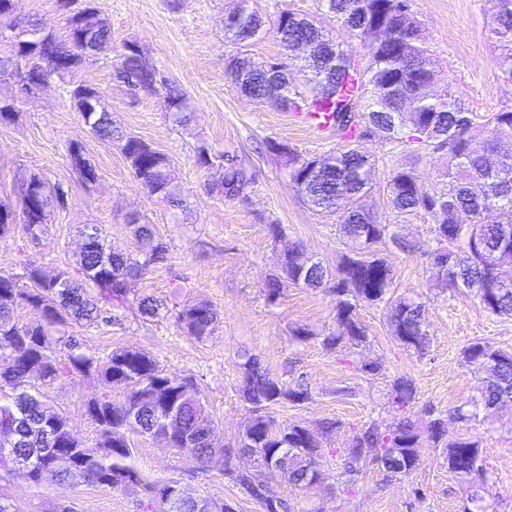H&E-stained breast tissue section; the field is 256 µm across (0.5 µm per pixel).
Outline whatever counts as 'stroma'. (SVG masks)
<instances>
[{
    "instance_id": "stroma-1",
    "label": "stroma",
    "mask_w": 512,
    "mask_h": 512,
    "mask_svg": "<svg viewBox=\"0 0 512 512\" xmlns=\"http://www.w3.org/2000/svg\"><path fill=\"white\" fill-rule=\"evenodd\" d=\"M235 4L98 0L112 30L111 48L98 62L51 77L34 97L24 99L14 120L0 123V202L15 204L23 183L33 175L62 184L67 193L38 243L27 242L20 230L0 238V272H21L26 263L49 275L76 271L78 230L85 224L101 225L114 250L135 251L129 220L142 218L167 244L169 260L149 267L132 282L124 303L100 299L112 322L83 331L85 347L103 360L118 348L139 349L156 357L169 374L193 378L214 419L213 443L218 447L234 441L249 420L240 391L241 353L259 355L278 376L286 365H295L305 374L311 397L301 404L271 406V419L281 427L295 423L313 429L326 420L339 421L340 426L330 437L329 452L318 460L326 482L299 489L279 472H267L268 486L291 512H467L476 502L485 512H512V404L489 419L459 421L449 416L455 406L477 396L484 383L463 363V349L484 341L512 350V319L490 315L475 297L433 289L434 272L421 251L431 236V216L403 217L387 203L389 176L408 162L411 143L363 139L359 145L378 159L367 207L418 246L409 253L386 241L379 255L393 271L392 296L417 295L425 302L428 353L417 355L392 336L383 303L359 309L365 343L328 351L318 339L319 333L336 326L335 300L328 289L291 284L277 302L267 301L266 285L285 244L301 246L331 272L352 248L338 234L335 217L316 213L302 202L275 148L281 145L321 159L346 146L347 140L339 132H312L280 101L256 104L240 93L224 70L225 57L235 51L224 40V17ZM410 5L422 23L439 83L455 82L464 106L477 116L512 109V83L503 79L495 59L496 0H411ZM252 6L268 31L250 46V55L258 61L291 62L292 83L303 102H310L315 91L273 27L284 10L318 17L317 0H252ZM33 15L50 23L57 35H65L67 20L56 0H14L12 12L0 17V33L10 34L14 24ZM126 42L137 45L145 64L184 92L192 108L188 125L169 120L163 92L136 93L115 79L113 65ZM65 82L101 90L120 135L138 137L168 157L170 178L182 192L183 206L169 205L138 185L116 144L94 137L63 96ZM72 144L97 169L95 184L85 185L70 169L66 151ZM202 145L209 149L211 165L196 161ZM227 157L245 168L250 181L239 195L219 197L209 186L221 179ZM273 224L283 231L281 241L269 233ZM146 295L161 304L159 315L150 321L137 311L138 299ZM198 300L208 301L218 313L214 333L203 341L186 335L175 323L178 310ZM298 328L311 329L312 337L295 341L292 334ZM365 363L379 364L382 370L374 376L362 373ZM402 375L412 378L417 388L405 417L421 422L424 406L430 405L447 416L449 434L477 440L483 484L473 485L449 472L441 449L426 448L410 476L387 479L368 465L353 485H346L334 449L364 424L373 422L383 429L392 424L396 413L387 402V390L391 380ZM45 395L48 405L66 414L85 438L91 433L85 402L104 395L120 400L124 392L93 373L46 387ZM132 442L133 461L145 476L181 481L186 495L223 498L235 502L240 512H262L259 503L223 479V457H214L202 473L194 457L159 439L136 435ZM65 498L76 512H143L140 496L104 491L78 476L63 487L37 488L0 470V499L21 512H56Z\"/></svg>"
}]
</instances>
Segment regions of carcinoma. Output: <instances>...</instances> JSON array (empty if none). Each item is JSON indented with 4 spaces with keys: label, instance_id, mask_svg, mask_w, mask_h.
<instances>
[{
    "label": "carcinoma",
    "instance_id": "1",
    "mask_svg": "<svg viewBox=\"0 0 512 512\" xmlns=\"http://www.w3.org/2000/svg\"><path fill=\"white\" fill-rule=\"evenodd\" d=\"M318 2L327 17L366 47L369 63L360 66L314 22L281 12L275 27L278 41L291 51L299 43H310L317 52L315 61L305 63L308 81L318 86L307 111L333 113L336 126L350 139L384 143L410 132L408 141L417 149L411 162L397 167L390 176L389 207L399 214L423 212L433 218L434 246L425 254L439 268L435 288L469 291L489 314L512 318V265L506 267L499 260L501 252H512V156H502L497 148L501 130L512 129V110L494 112L479 122L461 106L451 82L442 98H428L425 82L434 76V70L421 26L410 16L409 0H366L363 10L360 0ZM58 8L68 14L66 38L57 37L37 19L6 37L10 50L0 56V121L12 120L17 112L16 99L8 93L16 64H24L27 77L41 83L52 74L63 75L83 64L90 45L104 47L112 42V31L94 0H58ZM495 25L497 64L503 77L512 81V0H499ZM263 27L262 17L247 7L242 23L245 34L224 35L225 41L236 47V53L225 60V70L239 90L250 89V100L259 102L273 91L284 105L298 110L299 92L290 86L286 65L278 60L259 62L248 53L247 47ZM114 72L134 87L153 90L152 75L140 69L133 43L123 44ZM96 92L84 84L64 88L92 133L110 141L114 138L112 113L98 108L86 115ZM165 94L169 119L176 125L187 124L192 109L182 91L170 84ZM362 99L368 102L365 111H352ZM118 149L148 193L177 207L184 204L181 192L169 183L165 154L131 136L118 138ZM275 151L287 155L290 180L303 201L317 212L336 216L338 232L353 242L355 249L342 257L334 276L321 263L306 261L301 247L283 249L279 273L266 285L268 302L279 299L286 282L308 288L330 286L336 297V328L319 336L327 350L343 343L365 342L366 330L357 319V306L385 302L392 335L414 353L426 354L430 338L425 303L411 295L388 298L393 273L376 247L393 234L389 225L380 223L362 205L370 189L374 160L357 147L345 148L332 156V163L318 167L320 174L310 180L307 172L315 160L284 146ZM429 151L448 157L447 181L439 192L426 188L415 173L420 154ZM69 162L85 184L97 182L96 169L79 147L69 148ZM246 181L245 173L232 167L212 185L211 192L232 196ZM63 199L61 186H52L40 177L25 184L19 209L0 203V238L20 224L28 238L38 240L51 223L54 207ZM129 223L134 225L136 252L111 250L98 226L97 236L83 239L79 280L67 271L44 280L41 269L29 263L20 274L0 273V427L12 432V454L31 461L30 469L20 477L35 487L61 486L68 481L71 467L78 465L85 480L95 487L145 494L151 512H197L187 500L165 498L175 481L150 480L131 463L134 448L129 435L153 437L166 431L173 447L203 465L213 453L224 454L222 476L260 503L263 512H291L286 502L265 488L264 471L286 456L288 463L281 466L280 473L288 483L308 488L324 482L316 460L325 452L323 441L339 426L337 421L322 422L313 431L295 424L282 429L273 426L265 410L282 402L308 400L310 389L304 380L272 376L257 355L241 353L242 398L251 419L234 445L218 450L211 443L212 415L191 379L166 373L153 356L141 350L116 349L102 365L85 349L79 329L110 322L97 294L106 293L121 303L128 284L146 267L168 261V246L150 225L136 218ZM24 307L38 312L37 323L23 324L17 319V310ZM137 308L145 320L159 313L158 303L149 296L141 298ZM177 323L188 335L205 340L215 331L217 312L209 302L199 300L178 312ZM462 359L471 370H489L491 374L479 396L457 406L453 418L468 421L480 413L488 418L500 405L512 402L511 352L475 341L463 349ZM31 370L39 372L43 386L98 372L107 383L124 387L127 395L118 402L106 397L87 402L93 437L84 440L72 432L65 416L45 404L41 390L29 383ZM416 394L413 381L398 376L387 392L388 403L400 412L415 402ZM132 413L133 423L129 421ZM424 414L423 427L405 416L385 430L371 423L353 432L344 447L330 452L340 455L351 478L366 465L392 478L410 475L419 464L422 448H441L450 471L483 480L478 443L448 437L447 420L435 416L432 406H426ZM244 449L253 450L252 470L247 473L231 466L232 458Z\"/></svg>",
    "mask_w": 512,
    "mask_h": 512
}]
</instances>
